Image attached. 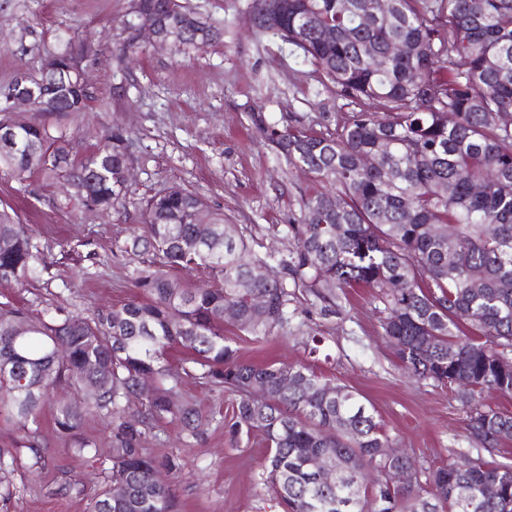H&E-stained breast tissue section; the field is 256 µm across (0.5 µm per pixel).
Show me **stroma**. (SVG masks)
<instances>
[{"label": "stroma", "instance_id": "35a3bbf8", "mask_svg": "<svg viewBox=\"0 0 512 512\" xmlns=\"http://www.w3.org/2000/svg\"><path fill=\"white\" fill-rule=\"evenodd\" d=\"M188 4L221 30L219 41L186 57L145 42L138 55L127 57L120 46L129 0H0V85L19 70L37 71L63 49L68 35L87 36L93 102L72 123L69 150L82 158L102 134L122 131L131 172L129 195L110 212L85 210L44 175L20 183L0 173V210L33 225L47 266L28 285L0 286L1 302L36 315L62 306L90 317L131 299L135 271L151 257L125 252V243L142 223L146 199L174 184L224 212L249 240L254 257L293 248L284 228L299 222L302 200L316 184L289 166L261 127H285L294 112L306 129L332 132L348 114L297 50L257 32L249 0ZM321 307L314 293L298 288L290 320L272 337L246 335L229 321L224 334L243 359L307 362L324 380L360 392L396 447L419 468L448 464L456 449L472 447L453 390L405 373L383 334L379 299L368 289L350 288L337 295L335 314L321 315ZM315 338L320 347L313 354ZM185 389L207 417L201 436L185 438L170 423L147 442L154 452L178 459L177 471L165 477L175 512H280L259 483L264 440L256 432L230 431L233 394L200 380L188 381ZM37 426L47 467L33 470L23 458L1 476L0 512H88L111 467L110 418L93 413L81 420V434L100 450L93 459L63 452L51 406H44Z\"/></svg>", "mask_w": 512, "mask_h": 512}]
</instances>
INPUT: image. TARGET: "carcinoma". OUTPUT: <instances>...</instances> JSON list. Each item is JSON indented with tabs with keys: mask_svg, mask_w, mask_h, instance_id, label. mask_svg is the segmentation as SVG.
<instances>
[{
	"mask_svg": "<svg viewBox=\"0 0 512 512\" xmlns=\"http://www.w3.org/2000/svg\"><path fill=\"white\" fill-rule=\"evenodd\" d=\"M373 4L250 0L256 29L299 50L350 112L334 132L310 131L296 114L282 130L263 128L289 165L322 186L303 200L301 222L287 226L295 247L279 264L325 312L336 306V291L370 289L385 305L382 329L401 365L453 388L481 447L419 471L412 489L387 488L380 475L401 461L384 452L392 440L358 392L306 364L240 359L224 336V307H238L239 330L265 338L288 322V282L262 276L267 262L250 257L224 213L171 186L148 198L143 225L127 241L125 251L155 256L137 272L133 299L92 318L64 308L33 316L12 305L13 316L0 319V422L22 432L14 447L0 448V473L22 450L31 467L45 464L28 423L65 383L82 395L78 405L56 406L68 452L98 456L78 432L80 421L90 412L112 418L111 475L91 512H172L162 473L177 463L144 444L173 421L186 437L199 436L206 418L183 384L201 379L235 396V431L263 436L269 453L260 484L281 512H512V460L492 464L481 455L512 441V415L482 400L487 389L512 393V0H388L381 13ZM137 5L166 26L195 19L174 43L179 55L221 36L181 0ZM131 16L123 22L125 55L140 49ZM392 43L405 47L404 56L387 55ZM90 52L86 40L70 38L55 54V77L29 74L50 107L14 129L13 146L0 147V167L20 184L36 171L64 177L81 206L107 211L128 194L121 181L127 138L105 133L75 160L61 124L89 109L92 96L77 72ZM475 183L484 191L473 192ZM193 267L208 281L174 274ZM44 269L29 225L1 211L0 285H23ZM258 294L266 297L261 307L253 304ZM59 342L67 346L62 355ZM175 349L185 353L176 365ZM145 375L155 392L129 415ZM285 376L295 385L283 391ZM257 382L266 388L261 400L250 391ZM311 450L339 460L332 484L318 483L305 466ZM489 481L500 496H485Z\"/></svg>",
	"mask_w": 512,
	"mask_h": 512,
	"instance_id": "obj_1",
	"label": "carcinoma"
}]
</instances>
